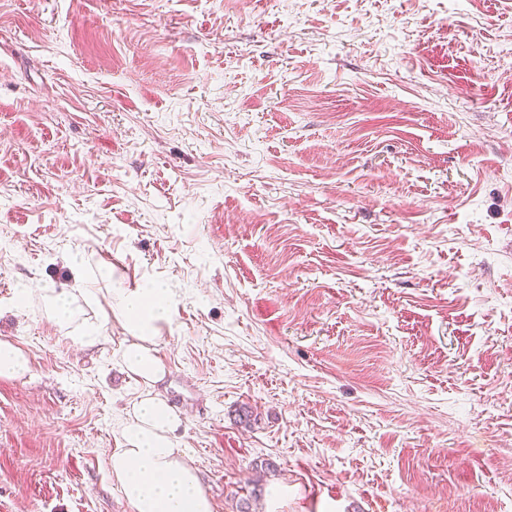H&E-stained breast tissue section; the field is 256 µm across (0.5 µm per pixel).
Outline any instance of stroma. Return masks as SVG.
I'll list each match as a JSON object with an SVG mask.
<instances>
[{
    "mask_svg": "<svg viewBox=\"0 0 512 512\" xmlns=\"http://www.w3.org/2000/svg\"><path fill=\"white\" fill-rule=\"evenodd\" d=\"M153 281L214 512H512V0H0V512H131ZM41 298L46 312L60 325L71 327L78 320L81 306L78 305V296L86 303L93 298L89 288H44L41 289ZM30 370L23 352L8 341H0V376L15 378Z\"/></svg>",
    "mask_w": 512,
    "mask_h": 512,
    "instance_id": "obj_1",
    "label": "stroma"
}]
</instances>
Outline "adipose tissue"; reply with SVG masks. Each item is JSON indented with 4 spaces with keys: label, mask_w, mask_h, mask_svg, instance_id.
<instances>
[{
    "label": "adipose tissue",
    "mask_w": 512,
    "mask_h": 512,
    "mask_svg": "<svg viewBox=\"0 0 512 512\" xmlns=\"http://www.w3.org/2000/svg\"><path fill=\"white\" fill-rule=\"evenodd\" d=\"M92 297L87 288H46L41 294L46 312L59 325L74 327L75 341L84 346L97 344L102 334L96 323L78 319L79 300ZM173 301L172 289L158 285L112 291V311L129 334L118 361L144 385L123 426L125 446L109 458L112 477L132 512H213L197 469L173 437L178 416L150 390L162 371L155 345Z\"/></svg>",
    "instance_id": "ef3b65f1"
}]
</instances>
